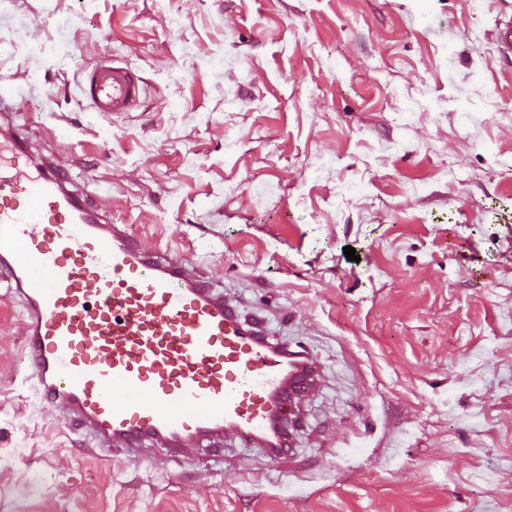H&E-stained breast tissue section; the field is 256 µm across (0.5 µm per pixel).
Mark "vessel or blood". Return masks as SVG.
<instances>
[{
  "label": "vessel or blood",
  "instance_id": "vessel-or-blood-1",
  "mask_svg": "<svg viewBox=\"0 0 512 512\" xmlns=\"http://www.w3.org/2000/svg\"><path fill=\"white\" fill-rule=\"evenodd\" d=\"M144 93L106 57L81 85L95 112H130ZM0 91V138L32 173H0V278L24 307L33 388L93 448L179 454L225 431L283 460L311 355L264 338L182 258L160 257L93 203L54 155L35 153Z\"/></svg>",
  "mask_w": 512,
  "mask_h": 512
}]
</instances>
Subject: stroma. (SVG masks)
I'll list each match as a JSON object with an SVG mask.
<instances>
[{"instance_id": "stroma-1", "label": "stroma", "mask_w": 512, "mask_h": 512, "mask_svg": "<svg viewBox=\"0 0 512 512\" xmlns=\"http://www.w3.org/2000/svg\"><path fill=\"white\" fill-rule=\"evenodd\" d=\"M512 0H0V80L93 201L319 373L287 460L89 453L0 285V512H512ZM111 55L140 106L91 111ZM358 260L345 261L344 247ZM494 40L498 52L503 56H512V17L499 18L494 29Z\"/></svg>"}]
</instances>
